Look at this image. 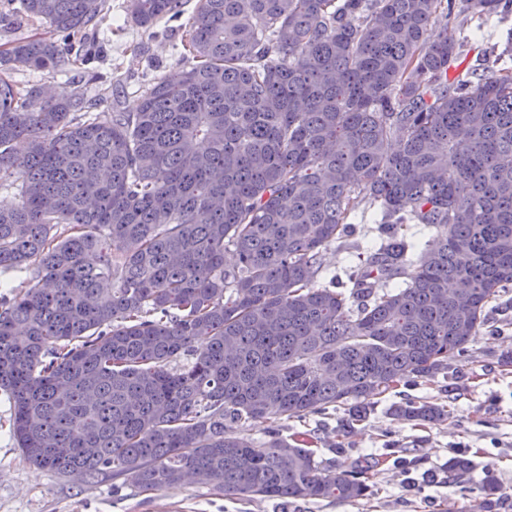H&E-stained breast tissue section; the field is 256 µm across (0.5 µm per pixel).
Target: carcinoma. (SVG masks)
Here are the masks:
<instances>
[{"label":"carcinoma","mask_w":512,"mask_h":512,"mask_svg":"<svg viewBox=\"0 0 512 512\" xmlns=\"http://www.w3.org/2000/svg\"><path fill=\"white\" fill-rule=\"evenodd\" d=\"M8 2L50 29L0 50V187L20 198L0 210V275L34 272L0 296L22 456L141 492L191 474L282 512L367 496L369 467L317 460L315 433L286 438L281 421L342 407L344 433L374 397L449 373L512 288V31L482 73L449 77L456 32L512 0H197L182 72L135 112L11 77L88 61L74 49L102 0ZM129 12L150 28L183 0ZM362 203L381 245L347 281H319ZM412 224L438 245L407 242ZM389 412L448 420L430 402ZM267 416L262 441L233 430ZM53 444L70 455L49 459ZM472 468L453 457L448 480ZM500 490L486 472L469 512Z\"/></svg>","instance_id":"1"}]
</instances>
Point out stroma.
Masks as SVG:
<instances>
[{
	"instance_id": "obj_1",
	"label": "stroma",
	"mask_w": 512,
	"mask_h": 512,
	"mask_svg": "<svg viewBox=\"0 0 512 512\" xmlns=\"http://www.w3.org/2000/svg\"><path fill=\"white\" fill-rule=\"evenodd\" d=\"M195 4L186 0L180 17L146 30L131 21L127 0H104L95 58L87 69L53 77L18 71L13 78L64 95L100 92L110 111H137L148 81L179 73L177 49ZM489 324L470 343L469 359L458 363L456 390H449L443 374L409 390L394 389L377 397L367 419L346 436L339 433L346 417L340 408L286 422L284 435L311 430L321 437L318 459H329L330 446L337 445L347 461L379 462L368 497L353 503L301 500L288 512H466L470 493L448 481V460L458 455L474 460L472 483L485 470L494 471L502 490L493 512H512V367L498 362L512 351V292L490 311ZM406 397L446 405L447 422L418 426L395 419L388 408ZM9 420L10 402L0 392V512H278L274 501L227 498L198 483L147 494L119 479L60 476L23 459Z\"/></svg>"
}]
</instances>
